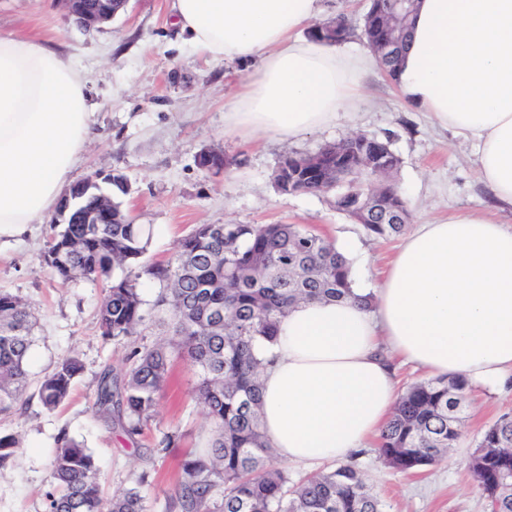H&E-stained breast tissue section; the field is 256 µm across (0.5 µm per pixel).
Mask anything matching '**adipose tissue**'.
<instances>
[{
  "label": "adipose tissue",
  "instance_id": "obj_1",
  "mask_svg": "<svg viewBox=\"0 0 512 512\" xmlns=\"http://www.w3.org/2000/svg\"><path fill=\"white\" fill-rule=\"evenodd\" d=\"M189 46L216 64H252L224 124L297 139L352 111L375 62L305 38L325 0H171ZM399 85L432 123L476 145L479 177L512 208V0H417ZM77 61L38 33L0 34V237L41 224L92 137ZM491 392L512 387V225L459 212L416 225L373 309L350 300L291 309L258 346L262 430L283 460L346 459L378 437L397 400L381 355Z\"/></svg>",
  "mask_w": 512,
  "mask_h": 512
}]
</instances>
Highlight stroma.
<instances>
[{"instance_id": "35a3bbf8", "label": "stroma", "mask_w": 512, "mask_h": 512, "mask_svg": "<svg viewBox=\"0 0 512 512\" xmlns=\"http://www.w3.org/2000/svg\"><path fill=\"white\" fill-rule=\"evenodd\" d=\"M19 30L56 37L85 72L96 104L95 137L74 179L97 172L127 178L132 192L123 207L134 223L151 227L146 261L167 259L176 241L198 224H303L334 244H352L355 261L366 266L362 287H375L399 237L366 236L336 211L331 196L286 195L273 185L285 156L312 154L358 133L390 138L401 159L394 181L413 223L489 204L472 143L433 127L381 68L362 75L364 100L355 112L339 114L330 126L300 139L255 140L224 130V107L246 70L193 53L170 24L169 0H128L124 13L91 31L69 21L57 0H0V32ZM208 151L223 154L230 167L202 169L198 158ZM47 231V225L33 224L17 238L0 240V291L23 298L37 318L27 360L31 382L67 356L78 357L84 371L56 411H46L33 397L16 414L0 418V431L22 440L14 462L0 469V512H47L55 441L63 431L93 454L104 497L138 486L148 512H166L180 460L206 449L212 435L195 397L197 378L188 365L175 362L142 435L130 438L107 427L96 413L97 378L104 367L124 369L130 348L101 334L99 284L84 278L60 284L42 264ZM506 413L512 414V393L471 398L459 446L414 473L384 465L376 447L363 449L358 462L384 512H488L465 460L483 431ZM167 432L178 434L177 447H159Z\"/></svg>"}]
</instances>
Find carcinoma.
Here are the masks:
<instances>
[{
    "mask_svg": "<svg viewBox=\"0 0 512 512\" xmlns=\"http://www.w3.org/2000/svg\"><path fill=\"white\" fill-rule=\"evenodd\" d=\"M106 0H79L71 9L76 23ZM390 0H370L360 30L367 47L380 42L389 22ZM354 34L349 24L311 32L329 44ZM324 170L332 175L344 161L342 148L320 149ZM310 156L285 158L273 176L276 189L292 194L304 185ZM374 172L359 167L346 182L330 183L336 210L360 224L366 234L399 235L410 222L404 199L387 192L374 200L380 211L397 210L402 224H377L372 209L358 198ZM112 223L52 224L41 261L62 282L77 276L104 285L99 310L102 336L125 342L141 336L158 317L166 338L137 345L129 367L104 369L95 405L103 423L129 437L141 434L167 386L174 362H186L197 374V396L214 439L209 448L180 464V478L169 507L178 512H384L382 500L353 462L295 482L273 465V449L261 429V377L264 361L255 353L259 339L273 340L282 318L305 301L354 297L346 260L326 237L300 224H198L178 240L164 262H144L150 229L134 224L122 209L129 185L112 175ZM157 289L153 300L143 288ZM35 321L21 298L0 292V415H8L29 385L26 360L34 342ZM83 372L75 357L63 358L37 384L42 406L54 410L69 397ZM469 404V385L460 376L415 382L399 396L379 436V454L401 472L434 465L461 440L460 422ZM20 448L19 439L0 435V468ZM466 466L493 512H512V416L489 425ZM48 512H147L146 495L127 489L108 500L98 482L92 454L62 432L52 461Z\"/></svg>",
    "mask_w": 512,
    "mask_h": 512,
    "instance_id": "carcinoma-1",
    "label": "carcinoma"
}]
</instances>
